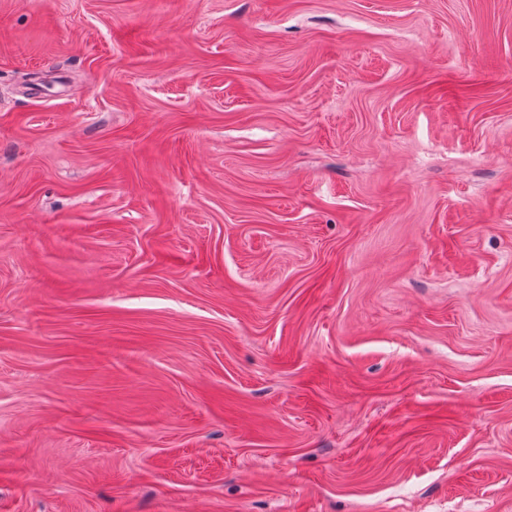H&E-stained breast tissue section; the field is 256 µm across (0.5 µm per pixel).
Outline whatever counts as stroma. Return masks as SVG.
<instances>
[{"instance_id": "obj_1", "label": "stroma", "mask_w": 512, "mask_h": 512, "mask_svg": "<svg viewBox=\"0 0 512 512\" xmlns=\"http://www.w3.org/2000/svg\"><path fill=\"white\" fill-rule=\"evenodd\" d=\"M0 512H512V0H0Z\"/></svg>"}]
</instances>
